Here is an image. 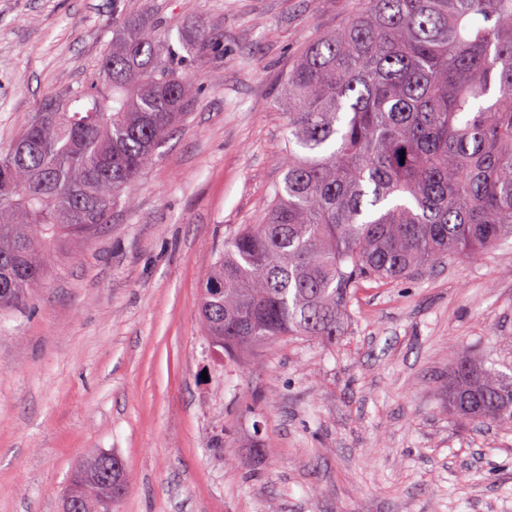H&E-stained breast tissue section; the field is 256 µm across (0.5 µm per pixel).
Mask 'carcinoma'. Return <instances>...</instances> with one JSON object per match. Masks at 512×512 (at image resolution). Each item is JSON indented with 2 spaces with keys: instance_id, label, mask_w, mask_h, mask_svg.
<instances>
[{
  "instance_id": "cac0c4a2",
  "label": "carcinoma",
  "mask_w": 512,
  "mask_h": 512,
  "mask_svg": "<svg viewBox=\"0 0 512 512\" xmlns=\"http://www.w3.org/2000/svg\"><path fill=\"white\" fill-rule=\"evenodd\" d=\"M288 68L282 183L201 287L209 342L234 360L288 336L331 343L365 282H392L512 237V0H368ZM133 22L76 92L49 100L0 157V314L43 286L48 252L89 239L184 119L192 91ZM448 410L512 428V367L467 355ZM74 478L95 506L94 471Z\"/></svg>"
}]
</instances>
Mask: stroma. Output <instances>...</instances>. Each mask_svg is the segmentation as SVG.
Listing matches in <instances>:
<instances>
[{
	"label": "stroma",
	"mask_w": 512,
	"mask_h": 512,
	"mask_svg": "<svg viewBox=\"0 0 512 512\" xmlns=\"http://www.w3.org/2000/svg\"><path fill=\"white\" fill-rule=\"evenodd\" d=\"M359 0H0V154L83 86L137 20L189 57L183 122L90 241L0 322V512H61L94 452L129 483L112 512H512V429L458 422L456 358L512 364V239L370 283L342 336L237 362L197 316L222 245L262 220L283 174L281 83Z\"/></svg>",
	"instance_id": "1"
}]
</instances>
